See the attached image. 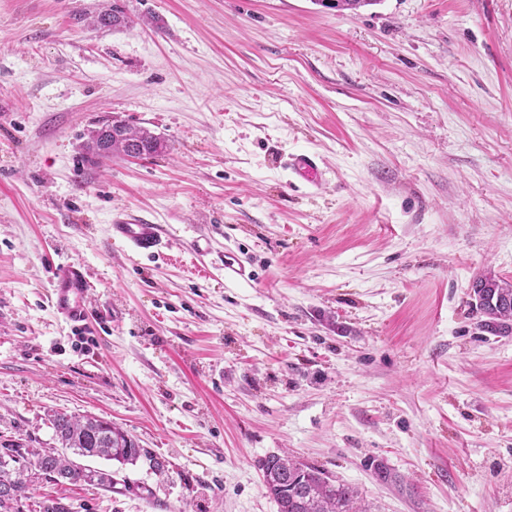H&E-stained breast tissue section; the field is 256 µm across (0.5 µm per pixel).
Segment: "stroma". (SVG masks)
Instances as JSON below:
<instances>
[{
	"mask_svg": "<svg viewBox=\"0 0 512 512\" xmlns=\"http://www.w3.org/2000/svg\"><path fill=\"white\" fill-rule=\"evenodd\" d=\"M115 3L130 26L93 28ZM115 118L165 150L97 160ZM118 218L161 225V255ZM65 262L92 278L82 330L49 300ZM486 273L512 283V0H0V436L57 447L64 411L147 452L26 512H277L282 452L365 512H512ZM288 168L304 183L316 188L321 186L322 170L315 156L305 153L295 155L288 162ZM109 238L128 244L138 255L148 258L159 255L166 244L160 225L126 218L110 224Z\"/></svg>",
	"mask_w": 512,
	"mask_h": 512,
	"instance_id": "35a3bbf8",
	"label": "stroma"
}]
</instances>
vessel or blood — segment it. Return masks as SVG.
<instances>
[{"instance_id":"vessel-or-blood-1","label":"vessel or blood","mask_w":512,"mask_h":512,"mask_svg":"<svg viewBox=\"0 0 512 512\" xmlns=\"http://www.w3.org/2000/svg\"><path fill=\"white\" fill-rule=\"evenodd\" d=\"M289 169L301 181L313 187L322 184V170L317 158L301 153L293 156ZM110 238L128 244L138 255L154 257L165 246L160 225L126 218L118 219L109 227ZM91 282L86 270L75 264L55 267L51 277L50 303L57 314L76 327L85 326L88 318L87 296Z\"/></svg>"}]
</instances>
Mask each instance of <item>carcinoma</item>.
Instances as JSON below:
<instances>
[{
    "mask_svg": "<svg viewBox=\"0 0 512 512\" xmlns=\"http://www.w3.org/2000/svg\"><path fill=\"white\" fill-rule=\"evenodd\" d=\"M99 27H120L126 24L122 7L100 12L93 20ZM105 130L110 134L113 155H127L137 150L145 156L159 154L166 149L162 139L146 128L131 126L114 119L91 131L88 149L95 157L101 156L97 135ZM504 287L490 288L479 304L480 310L495 309L501 320L512 324V284L502 281ZM55 436L65 449L80 457H100L120 466L134 465L143 456L144 449L122 429L92 416H76L65 412L52 415ZM0 512H23L22 499L31 483L71 484L83 482L91 486L112 489V472L74 464L61 456L55 448H30L23 442L0 444ZM32 468L34 478L23 481L19 469ZM267 494L274 500L278 512H363L358 506V489L332 480L324 470L287 455H269L260 461ZM38 512H72L63 497L47 498L38 503Z\"/></svg>",
    "mask_w": 512,
    "mask_h": 512,
    "instance_id": "carcinoma-1",
    "label": "carcinoma"
}]
</instances>
